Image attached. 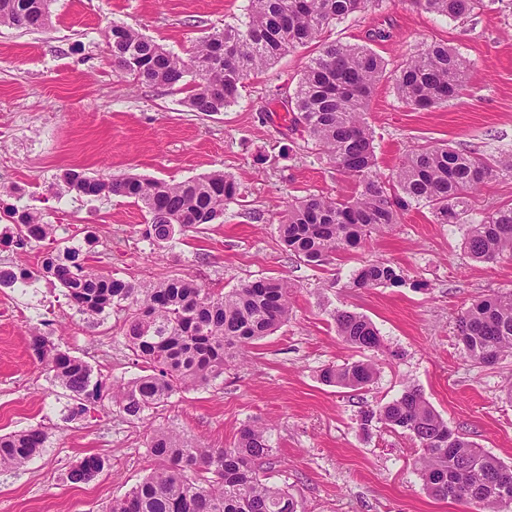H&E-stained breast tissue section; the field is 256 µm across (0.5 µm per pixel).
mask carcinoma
I'll use <instances>...</instances> for the list:
<instances>
[{"label":"carcinoma","mask_w":512,"mask_h":512,"mask_svg":"<svg viewBox=\"0 0 512 512\" xmlns=\"http://www.w3.org/2000/svg\"><path fill=\"white\" fill-rule=\"evenodd\" d=\"M51 0H0V26L43 28ZM370 0H249L245 20L226 25L195 42L183 59L137 30L114 24L112 56L134 80L188 93L194 112L216 113L237 103L245 80L279 57L320 38L324 28L365 9ZM428 12L462 19L496 0H413ZM467 60L444 43L410 57L394 77L398 99L415 109L448 104L463 90ZM386 63L373 50L329 42L304 67L287 106L294 130L310 138L336 169L355 184L350 196L310 194L288 204L278 225L285 250L312 267H322L342 252L362 247L373 231L398 223L401 212L422 206L437 224H467L465 248L476 261L512 255V206L500 207L473 222V194L489 182L512 176V154L461 153L447 144L421 143L401 167L385 178L377 171L374 135L365 113ZM68 190L87 198L121 196L142 204L148 215L143 238L159 249L187 227L210 224L239 200L237 180L221 171L168 183L144 177L104 180L71 170L63 175ZM14 231L0 244L25 246L55 236V225L41 213L5 208ZM46 278L64 289L70 305L99 324L123 316L124 339L144 373L112 388L92 367L33 328L29 347L51 382L75 402L73 415L110 399L130 422H140L167 405L172 396L207 388L224 378V368L257 341L288 322L295 285L286 278L264 277L229 291L203 288L191 279L174 278L150 285L103 275L86 266L76 248L47 252L41 269L0 267V284ZM404 277L389 262L364 264L352 277L356 288L398 286ZM336 332L348 345L379 351L382 341L365 316L338 311ZM463 351L474 362L492 367L512 358V292L494 294L466 308L457 320ZM377 374L376 364L353 361L328 365L320 378L327 385L362 390ZM374 423L410 435L421 449L419 468L434 497L464 502L475 512H503L488 487L499 472L511 470L474 443L448 428L416 388L360 412V428ZM49 433L30 427L0 435V470L19 469L43 452ZM158 468L102 512H300L288 490L268 484L260 470L273 448L267 428L243 424L233 446L212 448L169 428H156L147 441ZM112 468L111 459L92 454L70 467L63 481L87 484Z\"/></svg>","instance_id":"1"}]
</instances>
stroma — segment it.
<instances>
[{"instance_id": "stroma-1", "label": "stroma", "mask_w": 512, "mask_h": 512, "mask_svg": "<svg viewBox=\"0 0 512 512\" xmlns=\"http://www.w3.org/2000/svg\"><path fill=\"white\" fill-rule=\"evenodd\" d=\"M248 0H53L42 30L0 26V186L57 225V237L90 256L91 266L136 284L191 278L230 289L259 277L296 286L285 325L230 363L223 382L173 396L142 422L110 402L73 415V402L50 383L28 346L33 327L88 361L106 383L138 370L116 319L95 325L76 313L62 288L45 280L0 288V433L40 426L51 444L27 466L0 471V512H97L154 471L146 443L158 427L216 448L232 446L239 427H269V482L288 489L303 512H472L431 496L408 434L376 424L361 430L368 405L405 387L421 390L451 430L512 465V359L496 367L471 361L456 321L472 303L512 291V257L473 260L468 227L434 223L427 208L401 213L358 251L313 268L287 254L278 224L289 201L310 193L348 195L353 182L306 135L287 128L278 101L293 91L319 50L297 48L251 76L235 105L205 115L181 92L137 83L112 58L105 33L122 23L188 57L194 42L243 20ZM388 40L369 41L373 29ZM326 41L370 45L389 75L374 92L366 120L375 132L377 170L388 176L416 144L445 141L464 153H512V0L453 21L412 0H371L365 11L330 26ZM445 43L469 63L467 85L448 105L416 110L401 103L391 72L414 52ZM76 169L105 180L140 176L167 182L214 171L233 176L242 199L171 247L149 244L144 209L113 196L91 200L67 191ZM259 212L254 221L250 212ZM384 260L400 267L401 286L356 288L353 271ZM366 316L382 338L379 373L366 391L323 384L328 364L358 360L336 334L334 316ZM90 454L112 467L79 486L62 481Z\"/></svg>"}]
</instances>
